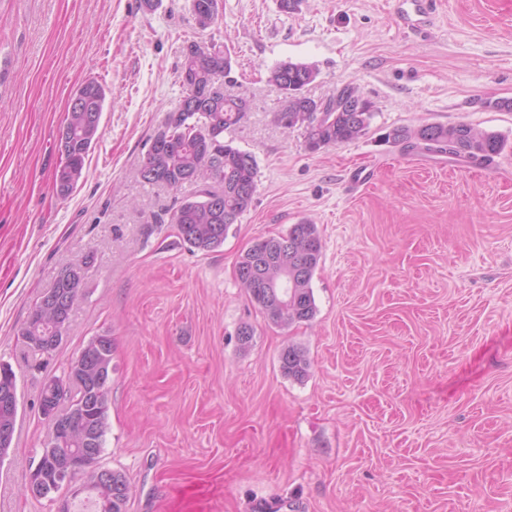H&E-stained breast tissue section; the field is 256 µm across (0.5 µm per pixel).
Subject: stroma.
Returning <instances> with one entry per match:
<instances>
[{"label": "stroma", "instance_id": "35a3bbf8", "mask_svg": "<svg viewBox=\"0 0 512 512\" xmlns=\"http://www.w3.org/2000/svg\"><path fill=\"white\" fill-rule=\"evenodd\" d=\"M191 0H0V363L17 377L0 512H56L27 475L47 439L41 387L95 336L112 337L101 467L125 474L126 512H512V0H434L416 32L395 0H223L199 30ZM234 59L224 92L249 110L224 133L251 153L250 209L222 247L180 243L156 216L195 196L143 183L154 134L183 97L182 51ZM315 64L312 97L350 84L368 133L317 152L277 122L278 63ZM106 92L102 134L68 198L54 175L67 102ZM500 134L489 166L407 153L399 125ZM368 181H359L361 172ZM317 224L312 321L278 326L235 274L241 253ZM93 256L51 356L17 338L69 266ZM254 331L250 346L241 326ZM302 347L301 382L280 353ZM280 367L282 372L289 378L302 381L308 376L310 361L303 348L292 344L282 350Z\"/></svg>", "mask_w": 512, "mask_h": 512}]
</instances>
